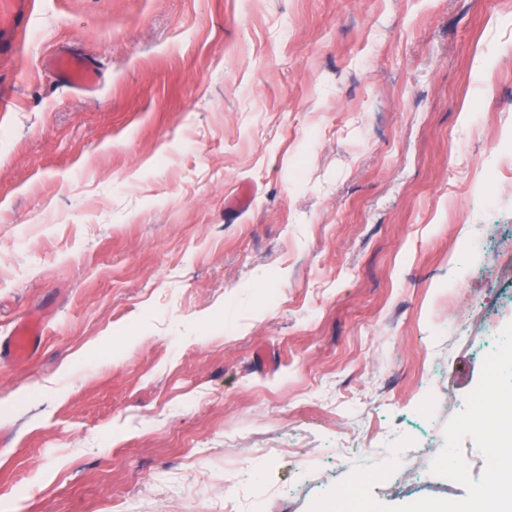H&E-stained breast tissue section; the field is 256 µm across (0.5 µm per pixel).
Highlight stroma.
<instances>
[{
  "label": "stroma",
  "mask_w": 512,
  "mask_h": 512,
  "mask_svg": "<svg viewBox=\"0 0 512 512\" xmlns=\"http://www.w3.org/2000/svg\"><path fill=\"white\" fill-rule=\"evenodd\" d=\"M6 93L0 338L50 309L0 357V512H308L443 447L512 323V0H32ZM46 69L72 87L92 89L99 82V73L82 54L61 51L46 62ZM43 314L19 319L10 336L0 341V355L14 364H22L41 348L43 339Z\"/></svg>",
  "instance_id": "1"
}]
</instances>
